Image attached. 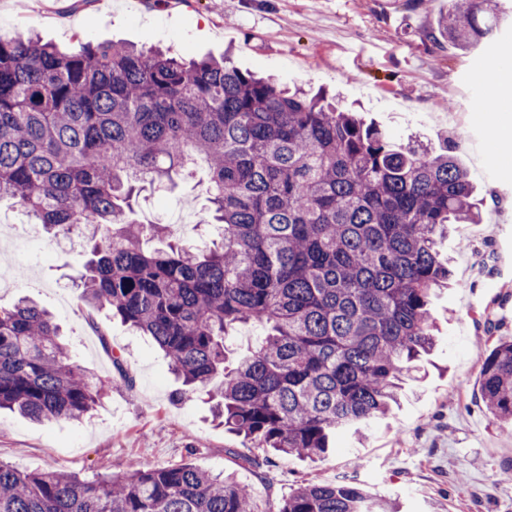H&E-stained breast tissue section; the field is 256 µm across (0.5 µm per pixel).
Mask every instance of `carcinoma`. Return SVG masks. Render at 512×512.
<instances>
[{"label": "carcinoma", "mask_w": 512, "mask_h": 512, "mask_svg": "<svg viewBox=\"0 0 512 512\" xmlns=\"http://www.w3.org/2000/svg\"><path fill=\"white\" fill-rule=\"evenodd\" d=\"M498 0H448L432 32L467 50L491 38ZM461 141L394 146L322 96L213 59L33 36L0 38V199L54 236L87 242L80 298L152 338L247 449L322 458L379 420L435 343L429 298L448 285L436 250L479 222ZM209 175L220 243L148 252L162 224L129 217L141 184ZM265 336L226 364L240 324ZM28 298L0 308V410L79 421L105 394ZM493 419L512 426V336L480 367ZM355 481L302 482L275 512H391ZM0 512H254L245 485L192 465L82 481L0 462Z\"/></svg>", "instance_id": "obj_1"}]
</instances>
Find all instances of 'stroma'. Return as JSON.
<instances>
[{"label": "stroma", "instance_id": "35a3bbf8", "mask_svg": "<svg viewBox=\"0 0 512 512\" xmlns=\"http://www.w3.org/2000/svg\"><path fill=\"white\" fill-rule=\"evenodd\" d=\"M47 7L77 16V24H45ZM446 10L445 0H95L79 7L25 0L17 9L0 0L4 39L35 34L65 50L114 41L187 60L225 57L241 70L338 95L396 144L416 134L437 147L458 134V157L482 210L479 223L454 225L443 246L452 284L431 297L436 343L399 403L362 435L339 436L321 459L270 458L256 448L252 465L239 463L240 438L213 421L205 397L178 398L180 384L150 337L109 309L88 311L71 282L82 242L41 233L33 273L18 286H0V306L34 299L60 326L73 360L111 390L79 423L1 414V461L82 479L132 465L232 471L251 488L254 512H274L301 482L350 473L403 512H512V481L499 478L512 468V429L487 411L479 377L489 337L512 335V206L503 203L512 194V147L503 140L512 102L494 112L473 109L493 87L512 90V62L491 42L462 51L429 39ZM209 207L201 169L168 192L144 190L134 203L146 224L191 215L195 226L184 238L199 246L216 236ZM27 231L26 215L0 203V269L16 260Z\"/></svg>", "mask_w": 512, "mask_h": 512}]
</instances>
